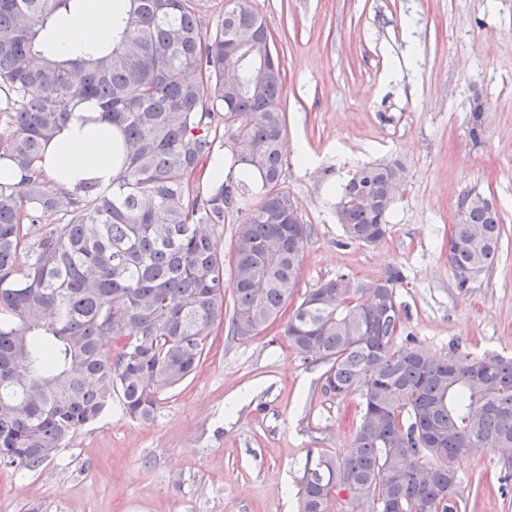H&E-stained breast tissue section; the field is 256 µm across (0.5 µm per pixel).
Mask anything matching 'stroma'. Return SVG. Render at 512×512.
I'll list each match as a JSON object with an SVG mask.
<instances>
[{"instance_id":"35a3bbf8","label":"stroma","mask_w":512,"mask_h":512,"mask_svg":"<svg viewBox=\"0 0 512 512\" xmlns=\"http://www.w3.org/2000/svg\"><path fill=\"white\" fill-rule=\"evenodd\" d=\"M249 4L283 68L282 186L313 228L292 305L337 275L374 281L396 267L397 344L511 357L512 0ZM391 160L409 180L385 239L349 242L337 187L358 166ZM468 193L494 200L502 231L497 264L461 289L448 239ZM284 325L248 339L221 325L154 420H129L115 402L38 470L0 467V512H296L308 453L343 456L359 411L356 397L322 395L325 363L303 360ZM454 468L458 512H512V475L497 456Z\"/></svg>"}]
</instances>
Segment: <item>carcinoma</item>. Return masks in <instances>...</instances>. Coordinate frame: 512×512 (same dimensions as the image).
<instances>
[{"label": "carcinoma", "mask_w": 512, "mask_h": 512, "mask_svg": "<svg viewBox=\"0 0 512 512\" xmlns=\"http://www.w3.org/2000/svg\"><path fill=\"white\" fill-rule=\"evenodd\" d=\"M74 2L0 0V147L28 172L0 184V466L18 471L39 468L114 398L130 419H153L202 363L226 292L233 335L275 322L312 234L301 217L288 223L283 74L258 12L239 0L208 31L199 0H125L97 53H44ZM88 98L120 132L121 173L110 194L62 193L35 164ZM224 148L241 177L190 192ZM406 182L397 161L356 169L336 201L346 239L381 242ZM457 208L448 260L478 276L498 257L499 212L468 194ZM234 210L226 281L212 225ZM402 283L396 268L373 282L339 275L284 326L303 359L328 364L322 394L355 396L360 409L342 459H306L297 512H330L337 491L357 512H458L457 457L489 451L512 465V358L395 345Z\"/></svg>", "instance_id": "carcinoma-1"}]
</instances>
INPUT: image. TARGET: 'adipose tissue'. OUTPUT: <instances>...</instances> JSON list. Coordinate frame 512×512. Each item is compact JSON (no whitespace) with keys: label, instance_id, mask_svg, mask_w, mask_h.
I'll return each instance as SVG.
<instances>
[{"label":"adipose tissue","instance_id":"1","mask_svg":"<svg viewBox=\"0 0 512 512\" xmlns=\"http://www.w3.org/2000/svg\"><path fill=\"white\" fill-rule=\"evenodd\" d=\"M82 10L67 18L54 35V52L62 59L90 52L107 39V21L115 0H83ZM120 135L96 100L77 106L46 145L36 167L59 190L78 193L87 185L108 192L120 167Z\"/></svg>","mask_w":512,"mask_h":512}]
</instances>
